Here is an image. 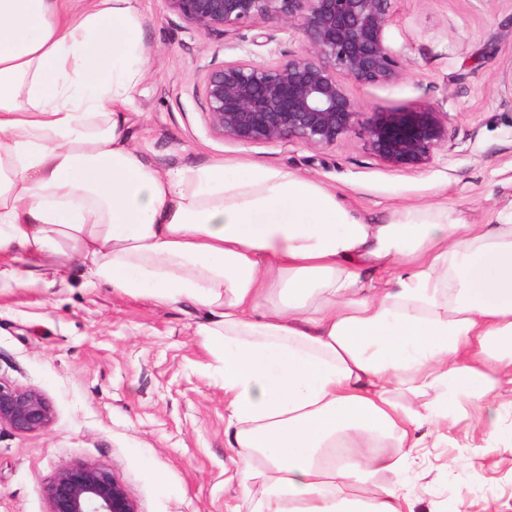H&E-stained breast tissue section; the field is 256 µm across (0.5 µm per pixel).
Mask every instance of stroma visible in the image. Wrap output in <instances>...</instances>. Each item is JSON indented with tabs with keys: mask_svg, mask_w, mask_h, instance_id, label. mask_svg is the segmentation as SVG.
<instances>
[{
	"mask_svg": "<svg viewBox=\"0 0 512 512\" xmlns=\"http://www.w3.org/2000/svg\"><path fill=\"white\" fill-rule=\"evenodd\" d=\"M150 48L134 95L131 142L163 168L260 163L333 190L375 223L405 207H448L467 224L512 210V0H390L388 82L346 81L364 117L408 107L443 112L448 138L423 170L371 153L363 125L335 145H244L215 135L204 76L227 62L284 61L308 47L278 19L229 38L139 0ZM208 311L87 285L78 259L65 282L0 288V380L40 392L52 420L0 427V512H47L46 485L75 462L106 467L139 512H250L228 459L220 368L199 329ZM466 448L459 430L403 475L414 512H512V413Z\"/></svg>",
	"mask_w": 512,
	"mask_h": 512,
	"instance_id": "1",
	"label": "stroma"
}]
</instances>
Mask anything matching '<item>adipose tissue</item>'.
Returning a JSON list of instances; mask_svg holds the SVG:
<instances>
[{"instance_id":"obj_1","label":"adipose tissue","mask_w":512,"mask_h":512,"mask_svg":"<svg viewBox=\"0 0 512 512\" xmlns=\"http://www.w3.org/2000/svg\"><path fill=\"white\" fill-rule=\"evenodd\" d=\"M58 2L0 0V253L21 262L5 281L76 258L87 284L206 308L251 512H412L381 474L460 401L487 434L512 406V211L371 224L275 167L161 168L130 144L137 0Z\"/></svg>"}]
</instances>
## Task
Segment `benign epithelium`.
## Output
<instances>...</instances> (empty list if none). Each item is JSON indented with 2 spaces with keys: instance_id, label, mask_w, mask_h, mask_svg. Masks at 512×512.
<instances>
[{
  "instance_id": "7a95c632",
  "label": "benign epithelium",
  "mask_w": 512,
  "mask_h": 512,
  "mask_svg": "<svg viewBox=\"0 0 512 512\" xmlns=\"http://www.w3.org/2000/svg\"><path fill=\"white\" fill-rule=\"evenodd\" d=\"M171 13L202 32L235 37L250 23L276 18L306 35L308 49L270 65L230 62L204 80L211 130L238 143L302 142L328 148L359 122L361 112L342 74L360 83L396 78L401 64L385 40L390 0H166ZM369 150L397 169H424L447 138L442 113L413 107L374 112ZM52 409L43 395L0 381V426L43 430ZM48 512H138L104 466H61L45 488Z\"/></svg>"
}]
</instances>
